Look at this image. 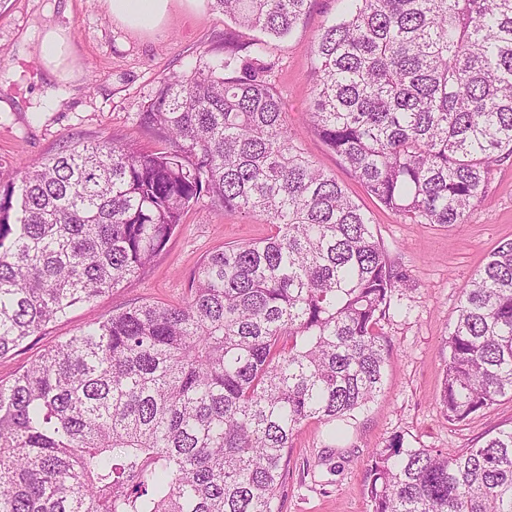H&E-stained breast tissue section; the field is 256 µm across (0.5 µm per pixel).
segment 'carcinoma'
Masks as SVG:
<instances>
[{
	"label": "carcinoma",
	"instance_id": "cac0c4a2",
	"mask_svg": "<svg viewBox=\"0 0 512 512\" xmlns=\"http://www.w3.org/2000/svg\"><path fill=\"white\" fill-rule=\"evenodd\" d=\"M264 35L163 79L172 149L80 143L0 187V357L139 273L203 197L265 217L207 254L178 305L88 323L0 381V512H278L296 432L381 392V321L408 286L372 221L284 124L266 79L312 0H211ZM308 122L411 224L465 223L512 156V0H338ZM439 402L512 400V241L462 289ZM371 512H512V426L463 454L373 452Z\"/></svg>",
	"mask_w": 512,
	"mask_h": 512
}]
</instances>
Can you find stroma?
Here are the masks:
<instances>
[{
    "label": "stroma",
    "instance_id": "1",
    "mask_svg": "<svg viewBox=\"0 0 512 512\" xmlns=\"http://www.w3.org/2000/svg\"><path fill=\"white\" fill-rule=\"evenodd\" d=\"M0 0V185L18 181L32 166L63 147L109 138L160 151L168 143L140 120L163 78L190 64L223 55L225 42L244 45L251 31L236 27L207 0H170L163 22L136 30L108 17L104 0ZM337 0H312L309 12L286 40L272 42L269 81L285 105L286 126L312 161L334 174L372 219L375 235L410 285L395 292L397 312L382 322L387 363L380 396L357 414L339 438L327 426L306 423L293 440L281 512H371L367 460L395 438L409 448L463 450L512 425V401L502 400L462 423L448 422L439 403L446 339L457 315L461 289L500 244L512 240V157L491 166L487 193L465 223L451 227L411 224L369 195L308 124L314 64L311 47ZM64 29L70 54L65 68L81 82L77 94L52 112L42 111L58 84L23 38L45 24ZM263 217L225 213L201 199L185 212L178 232L137 276L95 306L81 307L49 323L0 358V380L11 381L48 348L86 321L143 302L177 304L188 279L209 252L265 237Z\"/></svg>",
    "mask_w": 512,
    "mask_h": 512
}]
</instances>
